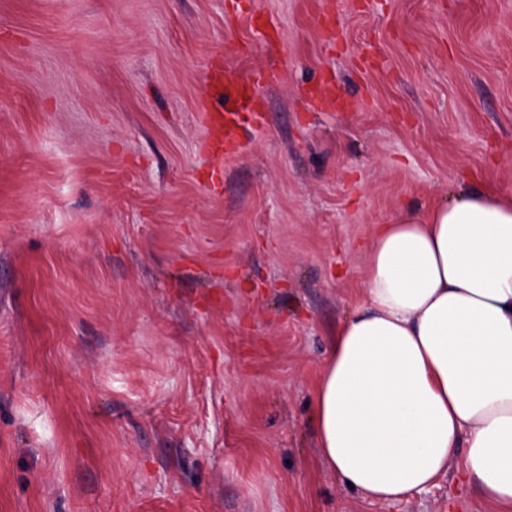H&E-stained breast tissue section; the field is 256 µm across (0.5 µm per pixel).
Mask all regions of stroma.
<instances>
[{
  "label": "stroma",
  "instance_id": "obj_1",
  "mask_svg": "<svg viewBox=\"0 0 512 512\" xmlns=\"http://www.w3.org/2000/svg\"><path fill=\"white\" fill-rule=\"evenodd\" d=\"M263 122L200 151L210 65ZM512 193V0H0V512L373 504L312 390L374 228Z\"/></svg>",
  "mask_w": 512,
  "mask_h": 512
}]
</instances>
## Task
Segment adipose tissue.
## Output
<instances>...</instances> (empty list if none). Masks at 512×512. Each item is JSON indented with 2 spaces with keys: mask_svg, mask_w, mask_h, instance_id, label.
Listing matches in <instances>:
<instances>
[{
  "mask_svg": "<svg viewBox=\"0 0 512 512\" xmlns=\"http://www.w3.org/2000/svg\"><path fill=\"white\" fill-rule=\"evenodd\" d=\"M367 265L314 390L321 462L382 504L458 458L491 512H512V193L407 209L376 227Z\"/></svg>",
  "mask_w": 512,
  "mask_h": 512,
  "instance_id": "1",
  "label": "adipose tissue"
}]
</instances>
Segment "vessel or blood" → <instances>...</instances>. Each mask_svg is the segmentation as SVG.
<instances>
[{
    "label": "vessel or blood",
    "mask_w": 512,
    "mask_h": 512,
    "mask_svg": "<svg viewBox=\"0 0 512 512\" xmlns=\"http://www.w3.org/2000/svg\"><path fill=\"white\" fill-rule=\"evenodd\" d=\"M275 70H264L248 82L239 81L222 65H214L204 75L202 110L207 125V148L215 155L236 150L244 125H260V85L276 81Z\"/></svg>",
    "instance_id": "b4317fda"
}]
</instances>
